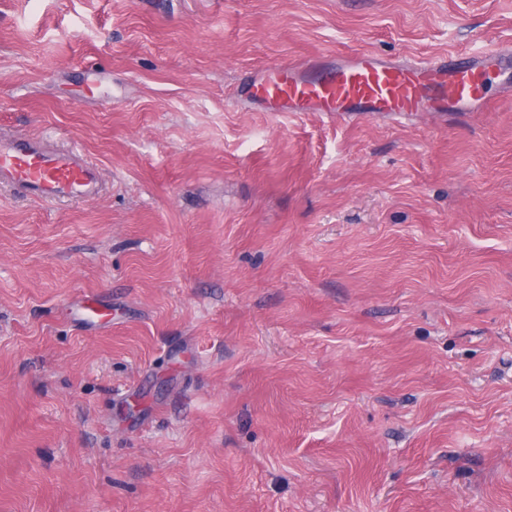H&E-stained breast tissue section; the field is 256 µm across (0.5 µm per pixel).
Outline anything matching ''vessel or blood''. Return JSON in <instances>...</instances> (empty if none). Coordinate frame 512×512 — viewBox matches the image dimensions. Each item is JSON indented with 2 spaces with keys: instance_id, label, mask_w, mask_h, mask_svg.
<instances>
[{
  "instance_id": "b4317fda",
  "label": "vessel or blood",
  "mask_w": 512,
  "mask_h": 512,
  "mask_svg": "<svg viewBox=\"0 0 512 512\" xmlns=\"http://www.w3.org/2000/svg\"><path fill=\"white\" fill-rule=\"evenodd\" d=\"M512 51L490 49L440 59L388 60L362 54L277 65L253 73L238 90L242 101H265L273 112H328L337 117L374 113L467 112L483 107L490 74L504 91L512 79L503 65ZM29 200H91L103 190L96 164L80 151L40 135L0 137V184Z\"/></svg>"
}]
</instances>
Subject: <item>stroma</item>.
Wrapping results in <instances>:
<instances>
[{"mask_svg":"<svg viewBox=\"0 0 512 512\" xmlns=\"http://www.w3.org/2000/svg\"><path fill=\"white\" fill-rule=\"evenodd\" d=\"M492 46L512 0H0V136L106 183L0 186V512H512V96H236ZM511 49L440 59L388 60L362 54L277 65L254 72L238 90L240 101L263 100L270 112H328L336 118L374 113L469 112L482 108L492 72L502 77ZM29 200H91L103 190L96 164L40 135L0 137V184Z\"/></svg>","mask_w":512,"mask_h":512,"instance_id":"35a3bbf8","label":"stroma"}]
</instances>
